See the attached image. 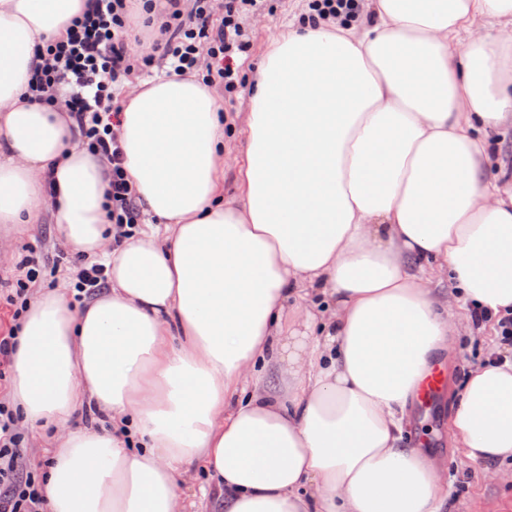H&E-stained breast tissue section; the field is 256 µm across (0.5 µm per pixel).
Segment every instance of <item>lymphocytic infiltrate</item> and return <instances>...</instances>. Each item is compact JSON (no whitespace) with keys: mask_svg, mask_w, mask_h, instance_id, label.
I'll return each instance as SVG.
<instances>
[{"mask_svg":"<svg viewBox=\"0 0 512 512\" xmlns=\"http://www.w3.org/2000/svg\"><path fill=\"white\" fill-rule=\"evenodd\" d=\"M258 0H168L157 19L158 34L142 39L129 22L130 0H90L74 18L66 39L47 43L33 74L37 101L63 107L75 120L88 150L109 165V217L118 226L140 218L123 166L112 103L130 76L132 45L146 44L141 60H169L174 73H201L209 87L235 88L234 58L248 53L246 15ZM13 411L0 403V512H43L37 471L19 466L24 437Z\"/></svg>","mask_w":512,"mask_h":512,"instance_id":"1","label":"lymphocytic infiltrate"}]
</instances>
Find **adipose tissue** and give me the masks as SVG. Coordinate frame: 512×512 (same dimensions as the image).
<instances>
[{
  "mask_svg": "<svg viewBox=\"0 0 512 512\" xmlns=\"http://www.w3.org/2000/svg\"><path fill=\"white\" fill-rule=\"evenodd\" d=\"M86 2L0 0V224L49 219L108 270L82 306L37 296L16 333L13 404L56 428L50 512H185L187 464L215 481L208 512H448L405 426L464 322L512 318V164L491 140L512 129V0H365L276 30L231 199L217 92L132 87L120 141L148 224L122 238L105 165L30 90ZM449 426L468 461L512 459V359L469 369Z\"/></svg>",
  "mask_w": 512,
  "mask_h": 512,
  "instance_id": "ef3b65f1",
  "label": "adipose tissue"
}]
</instances>
